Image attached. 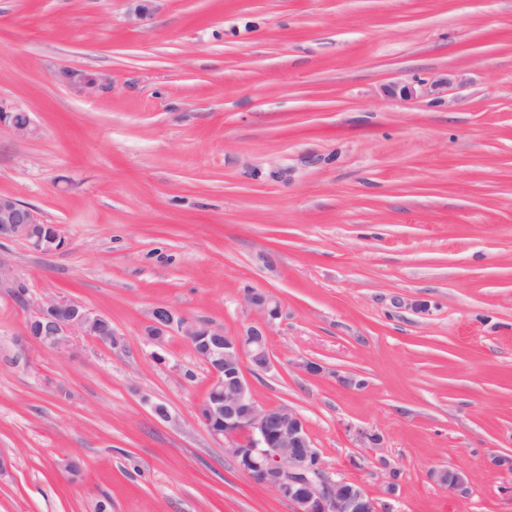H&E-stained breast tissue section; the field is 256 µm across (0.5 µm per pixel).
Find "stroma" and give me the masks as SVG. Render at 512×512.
Listing matches in <instances>:
<instances>
[{
	"mask_svg": "<svg viewBox=\"0 0 512 512\" xmlns=\"http://www.w3.org/2000/svg\"><path fill=\"white\" fill-rule=\"evenodd\" d=\"M0 110L31 120L0 194L65 240L0 258L120 334L43 347L0 288V512H296L200 420L188 341L144 336L159 306L239 335L250 290L258 398L334 478L512 512V0H0Z\"/></svg>",
	"mask_w": 512,
	"mask_h": 512,
	"instance_id": "obj_1",
	"label": "stroma"
}]
</instances>
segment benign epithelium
<instances>
[{"label":"benign epithelium","mask_w":512,"mask_h":512,"mask_svg":"<svg viewBox=\"0 0 512 512\" xmlns=\"http://www.w3.org/2000/svg\"><path fill=\"white\" fill-rule=\"evenodd\" d=\"M0 239L21 240L40 252L64 244L57 226L42 223L30 207L2 194ZM246 303L262 320L237 336L190 321L167 307L152 311L146 335L155 343L175 330L196 349L209 371L208 392L215 394L200 406V419L211 433L224 437V451L242 471L294 503L296 512H378L362 485L335 479L323 468L308 425L296 410L259 402L245 366L260 372L273 368L268 325L277 317L278 305L269 294L253 290L247 292ZM21 304L29 311L26 334L44 347L65 351L76 332L104 347L119 343L111 318L102 312L55 296L35 301L26 292Z\"/></svg>","instance_id":"7a95c632"}]
</instances>
